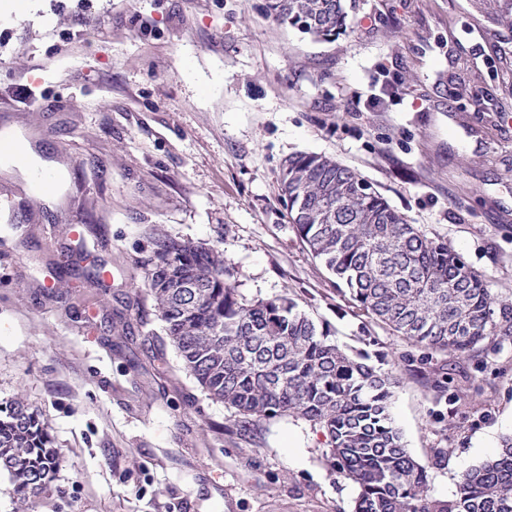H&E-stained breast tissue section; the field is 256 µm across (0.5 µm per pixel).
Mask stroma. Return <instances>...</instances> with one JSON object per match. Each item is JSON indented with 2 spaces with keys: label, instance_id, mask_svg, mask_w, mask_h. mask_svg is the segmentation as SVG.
<instances>
[{
  "label": "stroma",
  "instance_id": "1",
  "mask_svg": "<svg viewBox=\"0 0 512 512\" xmlns=\"http://www.w3.org/2000/svg\"><path fill=\"white\" fill-rule=\"evenodd\" d=\"M266 0H36L0 15V129L65 171L63 199L0 169V401L21 397L63 461L29 512H353L326 439L282 417L244 427L208 399L151 314L153 233L223 250L250 300L289 297L336 344L415 349L338 290L288 219V156L354 169L409 223L512 296V35L467 0H359L319 42ZM71 224L96 234L71 239ZM87 259L50 287L61 254ZM456 364L450 403L401 371L390 412L429 493L512 434V339Z\"/></svg>",
  "mask_w": 512,
  "mask_h": 512
}]
</instances>
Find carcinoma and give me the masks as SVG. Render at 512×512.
<instances>
[{"label": "carcinoma", "mask_w": 512, "mask_h": 512, "mask_svg": "<svg viewBox=\"0 0 512 512\" xmlns=\"http://www.w3.org/2000/svg\"><path fill=\"white\" fill-rule=\"evenodd\" d=\"M357 0H268L277 21L327 41L348 29ZM512 34V0H470ZM289 222L313 257L371 319L424 351L480 363L512 339V300L448 242L409 223L360 175L317 153H296L280 172ZM146 280L163 331L207 395L244 422L301 418L327 438L323 457L358 489L354 512H512V435L467 469L456 499L429 495L425 467L408 452L390 402L400 378L348 352L288 299L251 302L231 283L224 252L159 232ZM60 454L25 401L0 403V471L21 504L55 479Z\"/></svg>", "instance_id": "1"}]
</instances>
